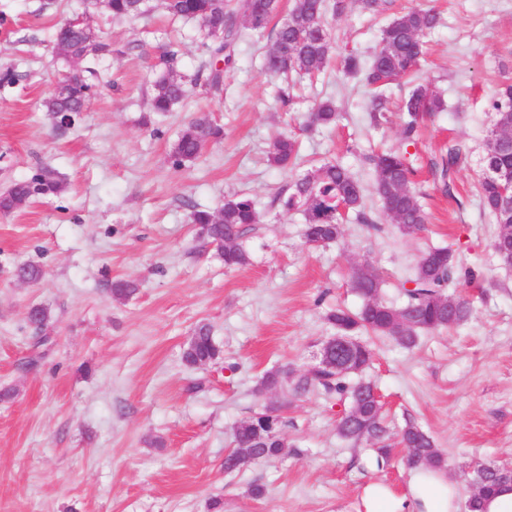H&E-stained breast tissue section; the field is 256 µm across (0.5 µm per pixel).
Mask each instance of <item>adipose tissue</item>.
<instances>
[{
  "label": "adipose tissue",
  "instance_id": "obj_1",
  "mask_svg": "<svg viewBox=\"0 0 512 512\" xmlns=\"http://www.w3.org/2000/svg\"><path fill=\"white\" fill-rule=\"evenodd\" d=\"M365 497L366 512H459L460 508L457 483L440 471H413L405 495L370 485Z\"/></svg>",
  "mask_w": 512,
  "mask_h": 512
}]
</instances>
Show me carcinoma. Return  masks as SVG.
<instances>
[{"mask_svg": "<svg viewBox=\"0 0 512 512\" xmlns=\"http://www.w3.org/2000/svg\"><path fill=\"white\" fill-rule=\"evenodd\" d=\"M150 0H109L108 10L119 18H136L152 10ZM349 0H293L288 22L277 28L270 23L277 11L271 0H160L159 6L170 15L195 19L211 43L206 45L209 60L201 70L205 72V86L219 89L224 84L225 68L233 62L234 48L242 30L262 34L272 29L270 46L266 50L264 68L270 75L319 73L329 64L335 51V42L327 23V14L340 16L348 9ZM438 24V16L431 9L408 10L392 15L381 29L378 46L368 64L355 54L342 58L347 74L364 73L367 86L373 90L370 122L380 126L389 117L384 106L383 87L410 75L423 58L422 37ZM55 41L66 45L72 56L85 50V39L79 29L57 28ZM163 73L155 80L150 100L151 112L165 114L188 95L187 84L176 66V53L162 58ZM95 95V85L84 75L75 78L72 92L66 98L49 94L46 110L84 112ZM403 112L402 138L414 140L419 124L445 110V101L429 84H420L406 97L400 107ZM488 111L494 113V130L503 133L512 129V83L504 82L488 99ZM339 118L331 100L315 103L305 116L312 125L330 126ZM224 137V129L203 115L189 122L174 140L170 162L175 170L192 165L213 142ZM299 153L297 140L286 134L278 135L268 154V161L278 168L292 167ZM486 162L493 166L512 168V153L500 147L495 134H490L485 151ZM465 154L457 145L449 146L430 164L433 184L442 194L455 197L457 169ZM364 161L375 174V191L382 212L404 236H413L425 230L427 215L420 203V193L412 186V168L404 152L389 150L364 156ZM60 189L56 173L39 168L28 180L14 182L0 195V212L8 214L32 197ZM482 208L498 224L492 249L499 260L509 264L507 239L512 238V207L502 202L498 186L482 176L475 187ZM278 199L289 210L300 212L304 219L303 235L309 245L322 246L336 242L342 235L343 215L336 211V200L345 204V212H355L367 219L362 188L350 170L339 162H325L297 177ZM191 222L206 230L202 240L216 246L224 259V266L236 269L250 262V255L242 244L247 226L259 223L255 202L244 194L224 198L215 210L195 209ZM458 272L455 254L446 247H432L418 256L412 282L415 289L403 292L404 300L394 304L383 298V282L367 266H358L353 272L356 292L363 297L362 307L351 312L337 308L327 314V322L336 333L353 338L351 347L337 352L345 368L312 373L305 371L293 382L292 391L302 394L321 391L347 403L336 430L345 441H366L376 447L378 459L388 463L393 448L391 432L386 425L382 404L376 387L361 378L372 360V349L362 339L364 335L391 337L400 345H417L423 333L439 332L468 321L473 314L472 302L466 297L448 292V285ZM222 358L207 324L196 327L194 335L184 347L183 364L193 368ZM287 372L277 368L264 373L259 392H267L284 381ZM279 407L270 405L239 425L234 433L229 453L242 460V466L254 462L285 458L293 449L281 432ZM398 444L404 446L400 458L410 471L416 467L450 466L448 457L436 448L433 439L413 420L396 433ZM499 464H481L468 472L470 483L482 484L487 491L471 501L468 512H478L483 498L494 494L504 482L499 480Z\"/></svg>", "mask_w": 512, "mask_h": 512, "instance_id": "1", "label": "carcinoma"}]
</instances>
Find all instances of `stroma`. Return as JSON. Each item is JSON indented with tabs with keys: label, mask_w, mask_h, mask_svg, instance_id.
Wrapping results in <instances>:
<instances>
[{
	"label": "stroma",
	"mask_w": 512,
	"mask_h": 512,
	"mask_svg": "<svg viewBox=\"0 0 512 512\" xmlns=\"http://www.w3.org/2000/svg\"><path fill=\"white\" fill-rule=\"evenodd\" d=\"M394 4L436 9L441 21L423 37L421 67L387 87L390 120L375 127L362 78L334 64L314 80L269 78V38L251 32L238 41L221 90L197 86L173 112L151 116L162 53L178 51L189 78L207 57L197 21L158 8L115 18L83 0H0V72L16 75L0 87V192L41 166L61 182L58 192L0 213V512H365L370 484L406 493L409 476L397 461L378 465L371 447L337 435L339 401L257 387L267 370L314 364L332 333L327 312L363 303L351 287L356 266H370L384 298L398 304L430 247L460 259L452 289L472 301V317L422 334L411 349L373 340L365 376L389 420L413 418L433 437L461 492L469 467L512 462V267L493 252L497 226L474 195L494 124L487 101L512 75V0ZM80 14L112 51L89 61L97 92L61 129L42 101L67 69L55 30ZM386 21L353 4L328 24L339 53L367 58ZM426 83L447 107L404 141L397 107ZM321 99L335 102L339 121L304 127L302 115ZM201 112L223 124L224 139L174 170L171 145ZM283 132L300 143L292 171L267 158ZM453 144L466 160L450 199L433 189L430 162ZM389 148L406 152L428 216L413 237L383 215L361 160ZM328 161L359 180L367 217L346 214L336 243L311 246L301 215L278 195L293 171ZM236 193L254 199L260 222L243 239L249 264L229 270L197 239L190 215ZM23 264L39 267L41 280L19 281ZM118 280L133 282L134 295L114 298ZM35 305L49 313V341L39 348L27 317ZM202 323L223 357L190 369L181 353ZM277 403L293 454L225 472L236 427ZM253 484L265 487L263 498L249 495Z\"/></svg>",
	"instance_id": "obj_1"
}]
</instances>
